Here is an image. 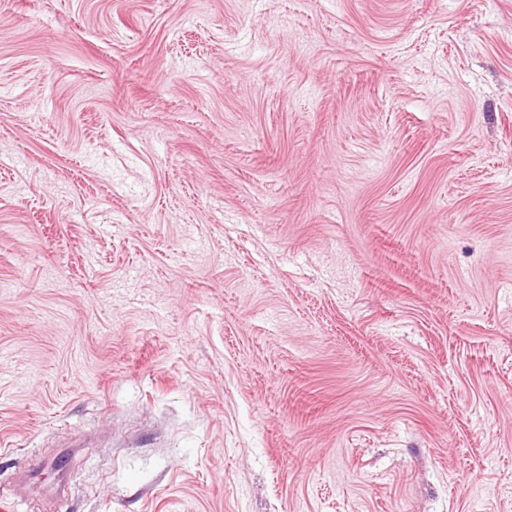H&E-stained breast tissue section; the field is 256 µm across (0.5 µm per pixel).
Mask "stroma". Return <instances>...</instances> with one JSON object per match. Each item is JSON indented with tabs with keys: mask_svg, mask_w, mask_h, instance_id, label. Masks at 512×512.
Returning <instances> with one entry per match:
<instances>
[{
	"mask_svg": "<svg viewBox=\"0 0 512 512\" xmlns=\"http://www.w3.org/2000/svg\"><path fill=\"white\" fill-rule=\"evenodd\" d=\"M15 512H512V0H0Z\"/></svg>",
	"mask_w": 512,
	"mask_h": 512,
	"instance_id": "1",
	"label": "stroma"
}]
</instances>
